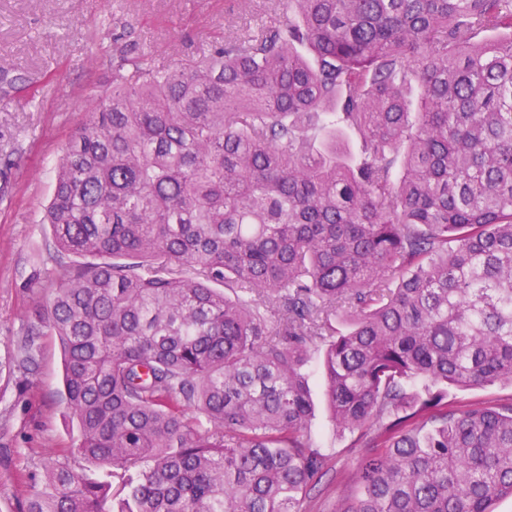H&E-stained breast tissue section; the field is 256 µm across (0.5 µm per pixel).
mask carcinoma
I'll return each instance as SVG.
<instances>
[{
    "label": "carcinoma",
    "mask_w": 512,
    "mask_h": 512,
    "mask_svg": "<svg viewBox=\"0 0 512 512\" xmlns=\"http://www.w3.org/2000/svg\"><path fill=\"white\" fill-rule=\"evenodd\" d=\"M188 68L127 59L58 161L63 255L17 348L61 343L70 454L22 512H302L322 347L370 453L334 512L512 497V0H286ZM234 291L229 297L219 286ZM345 328H336V317ZM512 399L510 385L495 384L466 391L448 390V405L465 410L475 406H495Z\"/></svg>",
    "instance_id": "obj_1"
}]
</instances>
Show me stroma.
Masks as SVG:
<instances>
[{"label":"stroma","instance_id":"stroma-1","mask_svg":"<svg viewBox=\"0 0 512 512\" xmlns=\"http://www.w3.org/2000/svg\"><path fill=\"white\" fill-rule=\"evenodd\" d=\"M273 7V0H0V73L25 77L21 85L0 81V512H17L48 460L88 474L101 470L66 454L77 428L56 337L37 339L33 378L12 362L26 324L45 302L43 290L21 284L34 270L56 265L41 216L70 135L122 57L187 67L211 43L261 23ZM307 371L315 403L311 436L330 470L303 512H333L340 475L353 472L367 450L333 429L318 358Z\"/></svg>","mask_w":512,"mask_h":512}]
</instances>
